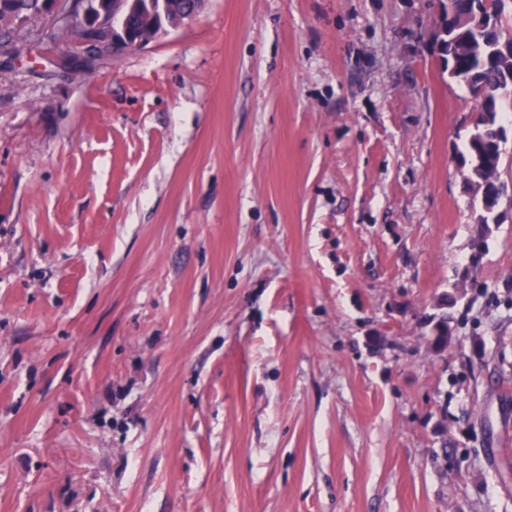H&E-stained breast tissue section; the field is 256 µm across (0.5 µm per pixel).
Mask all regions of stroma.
Wrapping results in <instances>:
<instances>
[{"label":"stroma","mask_w":512,"mask_h":512,"mask_svg":"<svg viewBox=\"0 0 512 512\" xmlns=\"http://www.w3.org/2000/svg\"><path fill=\"white\" fill-rule=\"evenodd\" d=\"M440 11L0 44V512H512V207L479 237Z\"/></svg>","instance_id":"obj_1"}]
</instances>
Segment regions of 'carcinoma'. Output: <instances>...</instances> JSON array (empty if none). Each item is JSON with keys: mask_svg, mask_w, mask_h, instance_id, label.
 Masks as SVG:
<instances>
[{"mask_svg": "<svg viewBox=\"0 0 512 512\" xmlns=\"http://www.w3.org/2000/svg\"><path fill=\"white\" fill-rule=\"evenodd\" d=\"M452 15L441 21L436 31L440 60L448 77L469 87L471 92L484 89L489 95L477 108L472 129L460 152L467 168L465 186L480 202L477 218L478 236L484 238L495 223L500 199L507 193L502 177L503 153L498 145L503 134L500 113L504 98L495 96L502 84L512 77V57L493 59L495 33L475 8V0H453ZM4 7L31 17L41 15L42 0H12Z\"/></svg>", "mask_w": 512, "mask_h": 512, "instance_id": "1", "label": "carcinoma"}]
</instances>
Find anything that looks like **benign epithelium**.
I'll return each instance as SVG.
<instances>
[{
    "mask_svg": "<svg viewBox=\"0 0 512 512\" xmlns=\"http://www.w3.org/2000/svg\"><path fill=\"white\" fill-rule=\"evenodd\" d=\"M43 16L48 18L56 35L68 39L70 29L78 24L83 29V37L77 42L82 53L88 58L105 59L123 50L146 46L154 39L178 28L176 24L163 25L155 20L144 23L137 31H130L121 18L131 12L139 14L155 13L164 8L156 6L152 0L142 4L141 0H45Z\"/></svg>",
    "mask_w": 512,
    "mask_h": 512,
    "instance_id": "1",
    "label": "benign epithelium"
}]
</instances>
